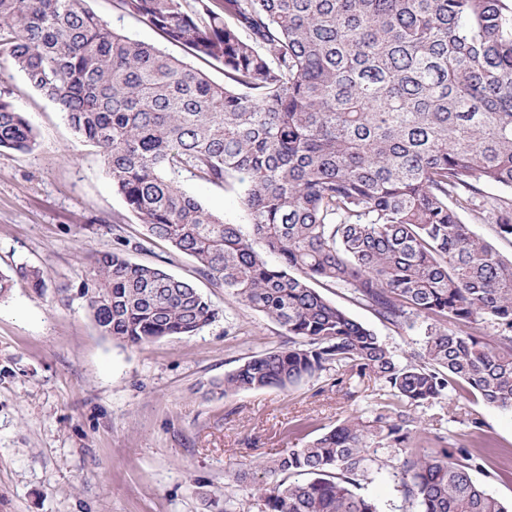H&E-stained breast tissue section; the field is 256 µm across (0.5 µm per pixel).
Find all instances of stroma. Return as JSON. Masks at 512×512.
<instances>
[{
  "instance_id": "obj_1",
  "label": "stroma",
  "mask_w": 512,
  "mask_h": 512,
  "mask_svg": "<svg viewBox=\"0 0 512 512\" xmlns=\"http://www.w3.org/2000/svg\"><path fill=\"white\" fill-rule=\"evenodd\" d=\"M87 6L116 31L193 63L186 48L119 12L114 0ZM0 96L37 136L31 152H0V273L22 264L47 273L43 293L20 281L0 297V512H224L229 497L241 512H257L227 471L304 447L376 400V384L366 377L340 384L330 371L285 389L212 392L250 357L286 346L287 335L204 277L192 257L150 235L113 189L96 148L1 56ZM180 182L226 222L247 225L239 184L188 173ZM119 247L132 262L191 282L220 318L196 335L141 346L101 336L79 291L90 257ZM319 291L400 361L426 339V317L397 328L346 289ZM419 414L449 443L483 447L482 483L512 502L511 412L465 393Z\"/></svg>"
}]
</instances>
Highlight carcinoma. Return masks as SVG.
Segmentation results:
<instances>
[{"label": "carcinoma", "instance_id": "1", "mask_svg": "<svg viewBox=\"0 0 512 512\" xmlns=\"http://www.w3.org/2000/svg\"><path fill=\"white\" fill-rule=\"evenodd\" d=\"M115 2L223 65L224 84L113 31L86 0H0V54L97 149L151 235L288 334L216 388H286L336 370L389 395L256 463L271 477L248 487L259 512H380L358 489L394 456L413 512H512L479 480L483 459L428 437L415 414L463 388L512 411V258L463 221L482 188H497L495 232L512 239V0ZM35 141L0 97V150ZM184 172L244 185L250 231L184 191ZM16 274L45 288L39 268ZM315 283L393 326L423 315L440 328L402 363ZM81 295L101 335L129 345L193 336L219 317L191 283L121 250L90 258ZM423 443L437 449L421 456Z\"/></svg>", "mask_w": 512, "mask_h": 512}]
</instances>
